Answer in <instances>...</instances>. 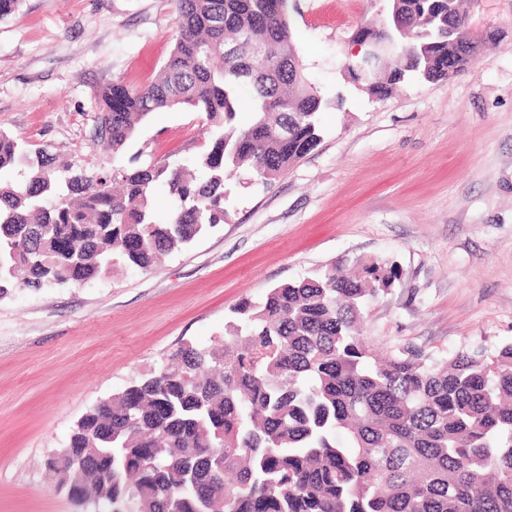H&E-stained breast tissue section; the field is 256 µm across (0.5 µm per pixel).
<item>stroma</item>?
<instances>
[{
    "label": "stroma",
    "instance_id": "obj_1",
    "mask_svg": "<svg viewBox=\"0 0 512 512\" xmlns=\"http://www.w3.org/2000/svg\"><path fill=\"white\" fill-rule=\"evenodd\" d=\"M465 8L499 41L450 81L376 100L340 73L371 0H296L294 42L328 101L318 146L268 187L237 171L224 224L152 270L0 300V512H76L43 461L89 408L180 343L221 339L235 305L344 258L400 271L368 309L370 344L443 358L512 342V0ZM174 38L170 0H21L0 20V130L77 169L198 154L205 118L182 108L117 156L94 137L100 88L150 81Z\"/></svg>",
    "mask_w": 512,
    "mask_h": 512
}]
</instances>
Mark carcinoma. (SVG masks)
<instances>
[{
    "mask_svg": "<svg viewBox=\"0 0 512 512\" xmlns=\"http://www.w3.org/2000/svg\"><path fill=\"white\" fill-rule=\"evenodd\" d=\"M388 2L392 18L356 36L397 51L364 71L348 59L356 89L383 100L475 61L461 0ZM172 5L170 56L147 84L99 91L95 138L116 155L150 114L187 107L205 114L206 149L177 166L138 152L103 174L0 131V299L85 284L120 262L149 271L224 223L232 170L267 186L320 142L327 100L294 45L290 0ZM354 264L355 275L333 265L233 307L211 346L181 343L86 412L45 459L47 477L78 487L72 502L89 512H512V344L379 355L362 323L399 270Z\"/></svg>",
    "mask_w": 512,
    "mask_h": 512,
    "instance_id": "1",
    "label": "carcinoma"
}]
</instances>
